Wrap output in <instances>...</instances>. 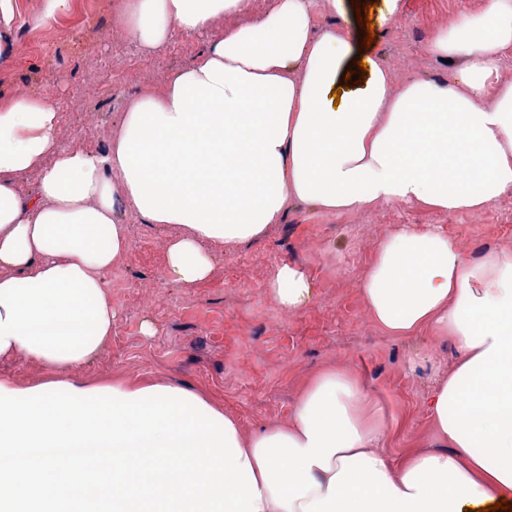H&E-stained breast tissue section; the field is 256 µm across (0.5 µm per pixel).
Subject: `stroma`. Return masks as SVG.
<instances>
[{"mask_svg": "<svg viewBox=\"0 0 512 512\" xmlns=\"http://www.w3.org/2000/svg\"><path fill=\"white\" fill-rule=\"evenodd\" d=\"M46 0H18L12 58L0 67V100L37 91L60 112L62 147L106 148L131 96L160 91L179 67L202 54L201 35H177L147 53L117 26L116 0H94L82 15L78 0L51 20ZM485 0H402L400 15L374 27L371 52L388 67L393 86L414 79L454 80L457 64L429 51L450 18L479 13ZM120 218L127 252L104 275L112 298L109 344L69 378L96 387L122 381L178 386L221 405L244 433L287 423L302 388L323 369L357 372L385 406L386 451L402 458L432 445L426 398L434 364L452 369L458 351L433 333L396 338L371 319L361 293L379 244L401 227L433 225L467 253L512 251V204L448 215L418 205L377 203L324 215L289 204L282 221L254 240L204 244L210 276L185 286L167 274V243L175 224H148L134 212ZM301 267L314 300L285 310L269 282L276 268ZM54 375L18 356L0 359V381L25 389Z\"/></svg>", "mask_w": 512, "mask_h": 512, "instance_id": "obj_1", "label": "stroma"}]
</instances>
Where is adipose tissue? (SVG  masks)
<instances>
[{
  "instance_id": "obj_1",
  "label": "adipose tissue",
  "mask_w": 512,
  "mask_h": 512,
  "mask_svg": "<svg viewBox=\"0 0 512 512\" xmlns=\"http://www.w3.org/2000/svg\"><path fill=\"white\" fill-rule=\"evenodd\" d=\"M311 0H124L144 48L179 34L208 47L164 88L127 100L103 151L60 148L58 112L22 91L0 103V358L61 379L0 384V512H482L512 504V252L467 258L448 236L406 226L362 285L390 336L431 331L460 353L426 406L435 445L393 459L387 418L357 373L320 372L289 423L244 434L203 396L162 384L64 380L112 333L103 272L128 248L118 209L178 224L168 274L192 285L211 258L280 223L288 201L325 214L378 202L479 213L512 191V0L451 20L429 46L458 82L393 87L379 56L341 28L314 33ZM364 62V78L346 71ZM36 178L22 194L19 180ZM284 309L312 283L279 266Z\"/></svg>"
}]
</instances>
